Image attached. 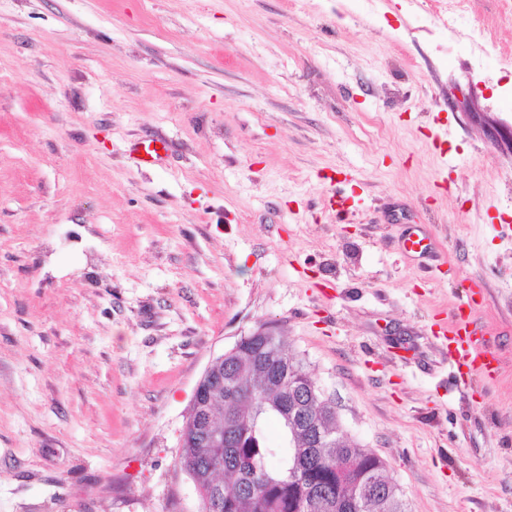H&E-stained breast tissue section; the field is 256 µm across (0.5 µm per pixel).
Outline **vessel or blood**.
Wrapping results in <instances>:
<instances>
[{
  "label": "vessel or blood",
  "mask_w": 512,
  "mask_h": 512,
  "mask_svg": "<svg viewBox=\"0 0 512 512\" xmlns=\"http://www.w3.org/2000/svg\"><path fill=\"white\" fill-rule=\"evenodd\" d=\"M478 304L477 291L466 295V312L458 313L456 319L447 329L448 357L460 374L492 375L495 357L488 348L480 342L471 326L467 314L469 308Z\"/></svg>",
  "instance_id": "1"
}]
</instances>
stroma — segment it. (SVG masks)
<instances>
[{
    "mask_svg": "<svg viewBox=\"0 0 512 512\" xmlns=\"http://www.w3.org/2000/svg\"><path fill=\"white\" fill-rule=\"evenodd\" d=\"M260 328L408 512H512V0H0V512H200L184 416ZM465 288H471L466 294V300L461 304L456 319L442 333L448 341V358L461 376L473 373L492 376L495 357L475 336L476 331L471 327L470 317L463 310L465 306L472 309L480 304L477 297L480 300L482 297L473 289V286Z\"/></svg>",
    "mask_w": 512,
    "mask_h": 512,
    "instance_id": "obj_1",
    "label": "stroma"
}]
</instances>
